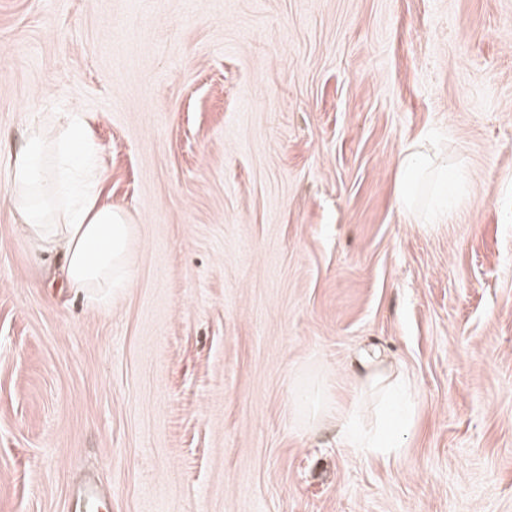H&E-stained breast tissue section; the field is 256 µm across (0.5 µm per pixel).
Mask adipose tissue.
I'll return each instance as SVG.
<instances>
[{
  "label": "adipose tissue",
  "mask_w": 512,
  "mask_h": 512,
  "mask_svg": "<svg viewBox=\"0 0 512 512\" xmlns=\"http://www.w3.org/2000/svg\"><path fill=\"white\" fill-rule=\"evenodd\" d=\"M96 152L80 113L65 114L50 139L40 126H33L10 168L8 200L24 237L37 249L62 257L66 287L105 301L113 289L130 285L137 229L120 210L102 201L96 178L79 179V170L92 166ZM432 163L423 144L402 151L399 195L405 205L413 204L412 188ZM336 429L342 447L382 458L400 451L395 437L362 428L356 407H337Z\"/></svg>",
  "instance_id": "adipose-tissue-1"
}]
</instances>
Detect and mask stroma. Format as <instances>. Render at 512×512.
<instances>
[{
	"mask_svg": "<svg viewBox=\"0 0 512 512\" xmlns=\"http://www.w3.org/2000/svg\"><path fill=\"white\" fill-rule=\"evenodd\" d=\"M67 112L138 227L107 310L6 198ZM364 349L414 402L385 461L336 442ZM88 477L97 512H512V0H0V512ZM425 145L411 144L401 153L399 161V195L407 207H412V187L427 168L433 164L432 156Z\"/></svg>",
	"mask_w": 512,
	"mask_h": 512,
	"instance_id": "stroma-1",
	"label": "stroma"
}]
</instances>
